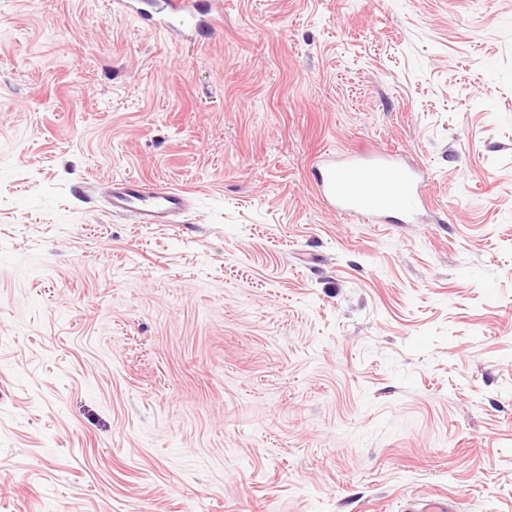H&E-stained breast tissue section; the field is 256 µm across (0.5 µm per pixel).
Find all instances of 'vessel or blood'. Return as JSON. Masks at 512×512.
Segmentation results:
<instances>
[{"mask_svg":"<svg viewBox=\"0 0 512 512\" xmlns=\"http://www.w3.org/2000/svg\"><path fill=\"white\" fill-rule=\"evenodd\" d=\"M170 21L179 27H206L196 0H171ZM317 185L323 201L339 213L380 223L385 213L395 211L404 223H415L426 205L423 179L414 169L401 165L394 154L350 155L322 162ZM186 198L179 190L142 178H127L112 185L113 212L133 215L141 224H165L180 213Z\"/></svg>","mask_w":512,"mask_h":512,"instance_id":"b4317fda","label":"vessel or blood"}]
</instances>
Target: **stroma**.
<instances>
[{"label": "stroma", "instance_id": "obj_1", "mask_svg": "<svg viewBox=\"0 0 512 512\" xmlns=\"http://www.w3.org/2000/svg\"><path fill=\"white\" fill-rule=\"evenodd\" d=\"M217 10L0 0V512H512V0ZM376 149L424 223L321 200ZM170 20L167 27H172L178 24L179 27H191L197 30L207 26L204 19L205 14H202L198 6V1L192 0H171L169 4ZM186 201L181 191L147 179L127 178L112 184V212L129 213L139 224H169L170 217L180 213Z\"/></svg>", "mask_w": 512, "mask_h": 512}]
</instances>
